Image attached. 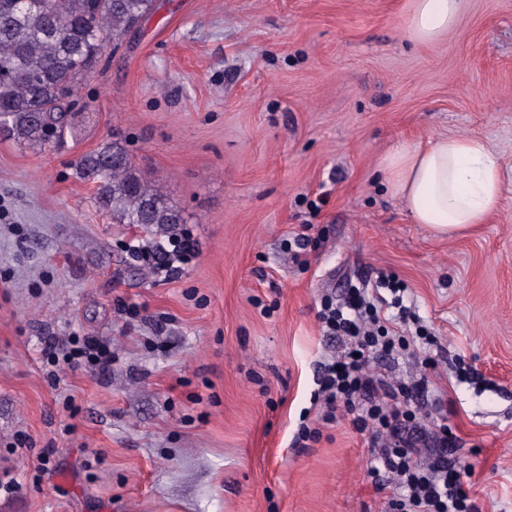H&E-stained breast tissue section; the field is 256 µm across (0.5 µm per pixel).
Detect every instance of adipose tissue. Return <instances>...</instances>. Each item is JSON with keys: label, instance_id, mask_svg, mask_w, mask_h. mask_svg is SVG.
Here are the masks:
<instances>
[{"label": "adipose tissue", "instance_id": "obj_1", "mask_svg": "<svg viewBox=\"0 0 512 512\" xmlns=\"http://www.w3.org/2000/svg\"><path fill=\"white\" fill-rule=\"evenodd\" d=\"M462 2L414 0L411 37L423 44L442 38L457 24ZM382 170L413 222L442 237L486 223L502 193L498 158L484 140L465 134L396 148L383 158Z\"/></svg>", "mask_w": 512, "mask_h": 512}]
</instances>
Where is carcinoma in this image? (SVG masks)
<instances>
[{"instance_id":"obj_1","label":"carcinoma","mask_w":512,"mask_h":512,"mask_svg":"<svg viewBox=\"0 0 512 512\" xmlns=\"http://www.w3.org/2000/svg\"><path fill=\"white\" fill-rule=\"evenodd\" d=\"M153 8L154 0H0V135L40 145L61 141L72 130L66 100ZM75 167L96 184V203L113 223L170 237L184 223L121 143H103Z\"/></svg>"}]
</instances>
